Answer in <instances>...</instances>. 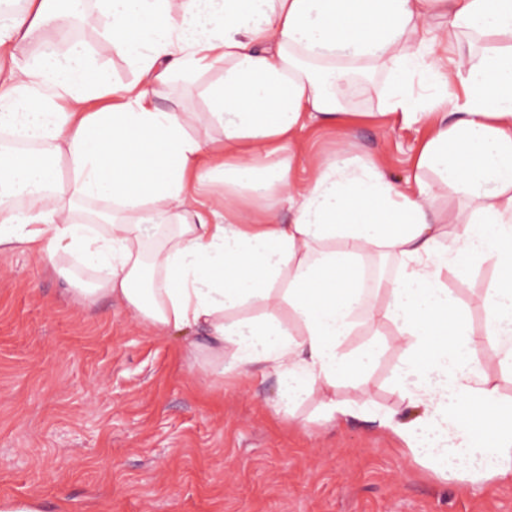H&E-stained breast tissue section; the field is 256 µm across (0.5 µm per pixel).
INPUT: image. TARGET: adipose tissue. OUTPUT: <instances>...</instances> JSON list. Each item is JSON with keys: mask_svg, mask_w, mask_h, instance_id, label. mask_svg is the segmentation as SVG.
Wrapping results in <instances>:
<instances>
[{"mask_svg": "<svg viewBox=\"0 0 512 512\" xmlns=\"http://www.w3.org/2000/svg\"><path fill=\"white\" fill-rule=\"evenodd\" d=\"M58 1L0 10V55L13 58L0 66V253L79 257L96 273L86 301L117 300L158 336L202 331L229 369L273 372L288 401L318 396L319 420L332 422L354 411L337 383L376 355L350 359L340 345L367 306L360 255L379 249L399 270L377 288L405 348L394 385L419 414L376 419L443 480L512 477V403L477 357L490 344L512 369V0H182L175 15L168 0ZM436 13L445 39L511 41L460 56L453 103L437 77L441 40L420 36ZM73 17L106 27L102 52L129 60L135 81L111 80L77 45L14 58ZM411 39L417 51L404 50ZM304 56L391 66L387 113L428 125L417 168L476 204L448 246L421 179L397 185L380 163L340 152L298 183L299 132L341 110ZM219 62L209 111L157 106L173 76ZM444 106L455 121L436 116ZM270 197L292 209L289 223ZM463 256L496 275L479 341L444 282Z\"/></svg>", "mask_w": 512, "mask_h": 512, "instance_id": "ef3b65f1", "label": "adipose tissue"}]
</instances>
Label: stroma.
Returning <instances> with one entry per match:
<instances>
[{
    "label": "stroma",
    "mask_w": 512,
    "mask_h": 512,
    "mask_svg": "<svg viewBox=\"0 0 512 512\" xmlns=\"http://www.w3.org/2000/svg\"><path fill=\"white\" fill-rule=\"evenodd\" d=\"M223 65L177 75L157 105L204 112ZM385 70L352 81L343 114L309 123L294 164L312 176L339 151L379 160L396 183L421 177L447 228L473 202L417 172L428 129L383 114ZM63 272L38 254H0V503L38 502L40 512H512V480L444 482L408 461L390 429L362 417L317 423V400L286 408L279 382L261 369L219 375L203 334L155 335L108 297L87 303L76 285L94 274L72 257ZM495 277L468 266L448 288L483 334L478 298ZM396 327H357L340 350L379 356L336 394L412 420L394 387L404 356Z\"/></svg>",
    "instance_id": "stroma-1"
}]
</instances>
